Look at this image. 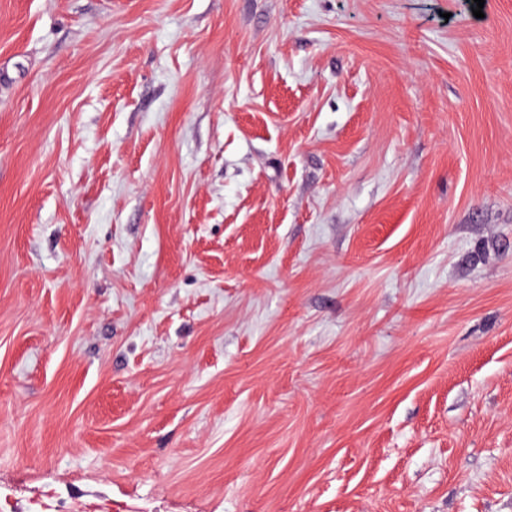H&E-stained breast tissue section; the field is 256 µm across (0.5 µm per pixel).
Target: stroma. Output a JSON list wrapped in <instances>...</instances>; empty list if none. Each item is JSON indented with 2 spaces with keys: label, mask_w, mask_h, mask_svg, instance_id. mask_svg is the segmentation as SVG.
Returning a JSON list of instances; mask_svg holds the SVG:
<instances>
[{
  "label": "stroma",
  "mask_w": 512,
  "mask_h": 512,
  "mask_svg": "<svg viewBox=\"0 0 512 512\" xmlns=\"http://www.w3.org/2000/svg\"><path fill=\"white\" fill-rule=\"evenodd\" d=\"M0 0L13 512H512V0Z\"/></svg>",
  "instance_id": "stroma-1"
}]
</instances>
